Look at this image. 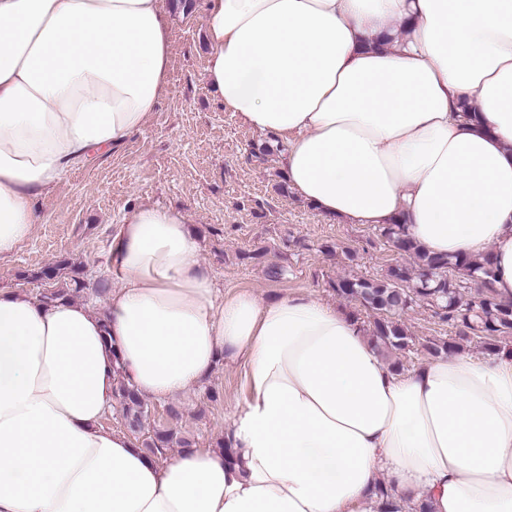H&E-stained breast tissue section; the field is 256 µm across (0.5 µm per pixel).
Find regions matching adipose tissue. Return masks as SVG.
<instances>
[{
	"label": "adipose tissue",
	"mask_w": 512,
	"mask_h": 512,
	"mask_svg": "<svg viewBox=\"0 0 512 512\" xmlns=\"http://www.w3.org/2000/svg\"><path fill=\"white\" fill-rule=\"evenodd\" d=\"M208 85L286 145L321 216L490 256L512 301V0H206ZM163 0H0V256L36 200L168 89ZM183 210H128L104 316L0 290V512H512V345L395 372L313 291L219 295ZM234 359L228 452L166 464L102 427L112 367L166 399Z\"/></svg>",
	"instance_id": "1"
}]
</instances>
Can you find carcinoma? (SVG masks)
Segmentation results:
<instances>
[{"mask_svg": "<svg viewBox=\"0 0 512 512\" xmlns=\"http://www.w3.org/2000/svg\"><path fill=\"white\" fill-rule=\"evenodd\" d=\"M380 236L398 252L414 258L411 265H393L381 280L346 276L332 283L340 297L358 302L375 314L369 335L376 347L392 354L406 351L411 339L395 316L416 303L435 309V314L448 323L454 335L446 340H428L422 345L426 355L439 357L457 352L461 342L478 338L489 351L498 347L499 339L512 333V302L498 300L491 290L473 299H463L462 281H474L482 285L490 283L491 260L484 257L476 262L467 258L450 260L444 256L430 255L406 237L400 224L379 228ZM68 262L49 264L27 274L24 279L44 285L36 295V302L44 307L60 302H72L87 288L77 276L65 280L62 270ZM114 392L119 413L133 435L144 433L148 419V404L129 384L123 371L113 367ZM176 444L180 448L193 446L191 439L180 435L175 427L159 425L152 428L142 439L140 447L154 456Z\"/></svg>", "mask_w": 512, "mask_h": 512, "instance_id": "1", "label": "carcinoma"}]
</instances>
